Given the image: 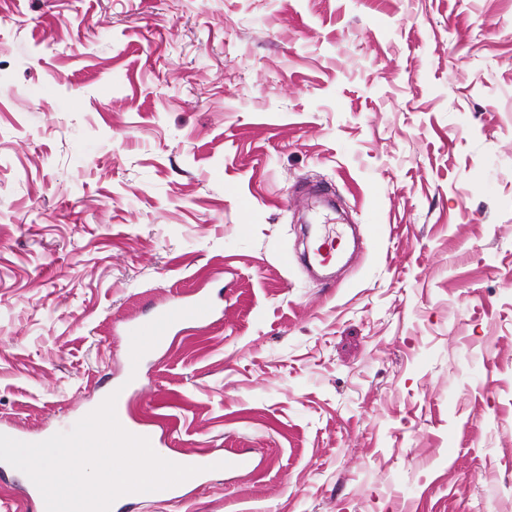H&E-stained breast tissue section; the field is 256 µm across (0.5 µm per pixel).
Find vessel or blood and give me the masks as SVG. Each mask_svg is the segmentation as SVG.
Instances as JSON below:
<instances>
[{
    "instance_id": "b4317fda",
    "label": "vessel or blood",
    "mask_w": 512,
    "mask_h": 512,
    "mask_svg": "<svg viewBox=\"0 0 512 512\" xmlns=\"http://www.w3.org/2000/svg\"><path fill=\"white\" fill-rule=\"evenodd\" d=\"M217 314L213 301L208 296L199 295L191 299H172L168 305L149 316L128 322L125 333L132 343L126 357L129 373L137 374L144 353L165 348L178 327L192 324L205 328L215 322ZM129 392V386H122L116 400L115 410L120 424L131 434L148 438L152 448H161L164 444L161 432L166 426L165 421L130 417L127 413ZM220 462L228 463L233 472L249 473L255 469L253 457L245 453L220 455L202 450L184 460L185 465L193 467H207Z\"/></svg>"
}]
</instances>
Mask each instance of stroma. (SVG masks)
I'll use <instances>...</instances> for the list:
<instances>
[{
  "instance_id": "stroma-1",
  "label": "stroma",
  "mask_w": 512,
  "mask_h": 512,
  "mask_svg": "<svg viewBox=\"0 0 512 512\" xmlns=\"http://www.w3.org/2000/svg\"><path fill=\"white\" fill-rule=\"evenodd\" d=\"M197 293L161 456L257 468L127 512H512V0H0V426Z\"/></svg>"
}]
</instances>
